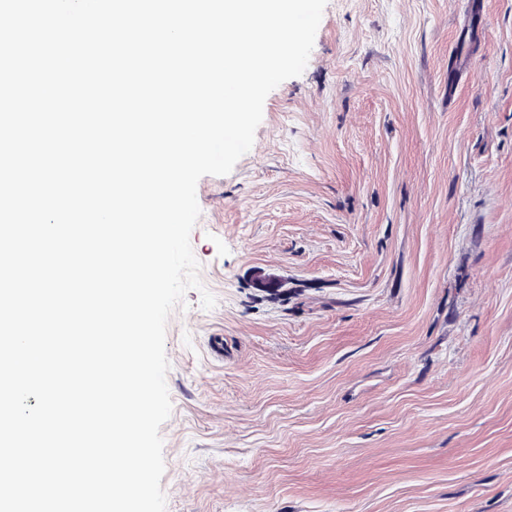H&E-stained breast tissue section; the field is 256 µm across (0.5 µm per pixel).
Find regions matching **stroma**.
I'll return each mask as SVG.
<instances>
[{"mask_svg":"<svg viewBox=\"0 0 512 512\" xmlns=\"http://www.w3.org/2000/svg\"><path fill=\"white\" fill-rule=\"evenodd\" d=\"M196 195L166 512H512V0H327Z\"/></svg>","mask_w":512,"mask_h":512,"instance_id":"1","label":"stroma"}]
</instances>
